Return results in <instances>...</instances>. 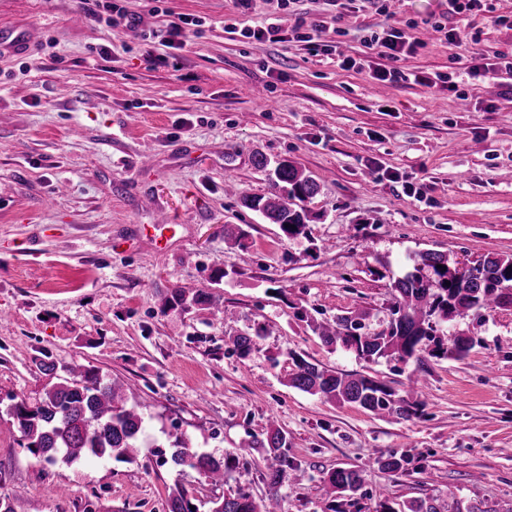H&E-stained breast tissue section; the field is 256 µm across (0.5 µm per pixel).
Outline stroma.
<instances>
[{
	"mask_svg": "<svg viewBox=\"0 0 512 512\" xmlns=\"http://www.w3.org/2000/svg\"><path fill=\"white\" fill-rule=\"evenodd\" d=\"M471 17L448 0H121L137 25L108 27L90 0H0V499L12 512H169L268 487L251 448L276 424L306 473L282 512H329L320 477L363 471L362 512L449 496L512 512V306L441 323L464 357L367 361L324 344L316 325L351 311L385 328L392 285L420 253L453 266L512 256V91L470 78L474 53L512 54V0ZM187 19L184 45L169 24ZM270 21L276 39L239 34ZM461 34L448 44L434 22ZM324 23L314 43L297 26ZM422 40L394 61L367 47L387 26ZM354 62L342 68L338 55ZM402 80L377 83L374 69ZM268 161L288 159L320 188L306 236L239 203L266 195ZM169 227L156 232L158 221ZM245 230L241 241L225 230ZM216 288L224 319L165 309L172 289ZM260 332L245 358L232 340ZM386 383L420 373L418 417H378L289 387L294 358ZM132 385L144 406L135 461L42 466L22 448L13 397L38 399L74 366ZM239 456L224 485L157 465L176 437ZM412 457L409 471L375 456Z\"/></svg>",
	"mask_w": 512,
	"mask_h": 512,
	"instance_id": "stroma-1",
	"label": "stroma"
}]
</instances>
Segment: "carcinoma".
<instances>
[{"mask_svg": "<svg viewBox=\"0 0 512 512\" xmlns=\"http://www.w3.org/2000/svg\"><path fill=\"white\" fill-rule=\"evenodd\" d=\"M276 192L256 196L243 192L241 205L259 212L270 224H277L292 237L306 234L307 210L299 203L317 193L319 184L292 162L284 159L273 168ZM450 285H445V282ZM390 320L380 331H362V315L350 312L333 323L317 327L318 336L327 345L341 344L358 357L368 360L390 358L402 363L421 361V353L464 357L470 341L458 336L447 346L439 338L440 322L464 318L469 313L512 305V258L486 255L465 276L448 265V257L424 252L413 269L392 286ZM166 308H191L222 311L221 296L213 288H201L187 294L180 288L170 292ZM260 334L242 333L233 339V350L247 357L257 345ZM288 385L329 402L353 403L377 416L409 419L417 415V404L396 397L387 385L358 373H339L308 362L295 361ZM20 433L21 445L40 463L73 464L82 458L135 459L144 417L133 389L110 381L92 368H71L69 377L51 386L33 403L21 398L11 407ZM251 448L263 449L262 466L269 486L268 494L257 500L251 493H237L210 501L209 512H281L278 496L285 483L301 484L303 471L285 453L287 437L276 426H269L263 437L254 439ZM413 459L407 454H382L375 459L379 468L404 471ZM189 467L212 485L224 484V478L239 465V457H217L190 446L177 437L160 464ZM323 489L336 499L333 512H353L357 493L363 487L361 470L355 466L338 467L324 473ZM407 512H487L477 503L455 497L447 509L432 499L412 500Z\"/></svg>", "mask_w": 512, "mask_h": 512, "instance_id": "1", "label": "carcinoma"}]
</instances>
